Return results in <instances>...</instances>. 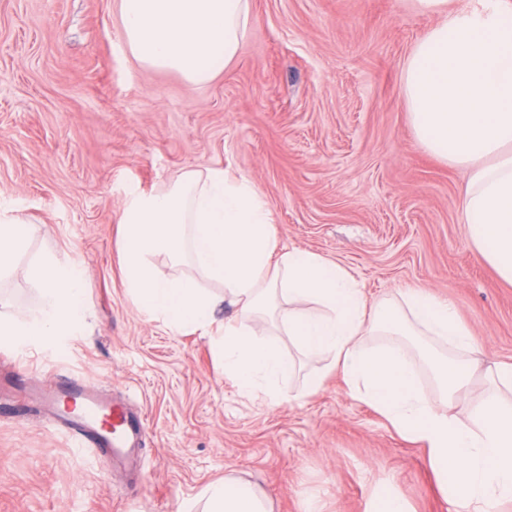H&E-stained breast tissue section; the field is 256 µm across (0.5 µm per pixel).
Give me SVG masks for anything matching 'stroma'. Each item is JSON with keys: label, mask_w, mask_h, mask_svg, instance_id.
<instances>
[{"label": "stroma", "mask_w": 512, "mask_h": 512, "mask_svg": "<svg viewBox=\"0 0 512 512\" xmlns=\"http://www.w3.org/2000/svg\"><path fill=\"white\" fill-rule=\"evenodd\" d=\"M437 21L412 0H252L236 60L195 85L136 62L118 0H0V204L34 223L23 263L79 266L89 311L24 349L0 335V351L147 418L134 476L35 416L0 417V512H177L228 474L260 484L273 512H367L393 490L409 512H448L423 448L341 380L291 404L239 395L207 338L132 304L118 254L127 193L221 165L263 191L283 246L341 263L372 297L451 300L484 364H512V285L476 259L467 175L419 145L402 94Z\"/></svg>", "instance_id": "obj_1"}]
</instances>
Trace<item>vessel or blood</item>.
Wrapping results in <instances>:
<instances>
[{"mask_svg": "<svg viewBox=\"0 0 512 512\" xmlns=\"http://www.w3.org/2000/svg\"><path fill=\"white\" fill-rule=\"evenodd\" d=\"M32 388L45 420L65 432L73 447L136 465V448L147 430L141 412L112 401L97 387L64 381L53 369L34 374Z\"/></svg>", "mask_w": 512, "mask_h": 512, "instance_id": "vessel-or-blood-1", "label": "vessel or blood"}]
</instances>
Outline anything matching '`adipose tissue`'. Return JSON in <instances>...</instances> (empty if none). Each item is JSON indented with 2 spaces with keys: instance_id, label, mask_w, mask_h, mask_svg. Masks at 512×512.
I'll return each instance as SVG.
<instances>
[{
  "instance_id": "adipose-tissue-1",
  "label": "adipose tissue",
  "mask_w": 512,
  "mask_h": 512,
  "mask_svg": "<svg viewBox=\"0 0 512 512\" xmlns=\"http://www.w3.org/2000/svg\"><path fill=\"white\" fill-rule=\"evenodd\" d=\"M440 20L415 44L403 93L417 141L467 171L461 191L468 238L479 258L512 283V10L448 11L447 0H414ZM125 43L148 69L200 84L233 62L250 32L251 0H120ZM33 228L22 209L0 208V281L12 276ZM124 286L149 319L208 336L241 396L281 403L280 384L302 359H320L299 398L333 375L350 395L424 448L452 512H498L512 501V365L481 367L480 346L455 306L422 288L369 298L338 262L281 246L264 193L221 166L181 172L130 192L120 220ZM194 268L163 273L157 258ZM36 306L0 294V335L18 346L70 331L85 317L73 265L47 256L23 271ZM224 288L216 296L200 285ZM231 312L216 324L219 303ZM283 330L298 358L271 340ZM428 371L437 387L419 386ZM179 512H272L262 488L235 476L183 500Z\"/></svg>"
}]
</instances>
